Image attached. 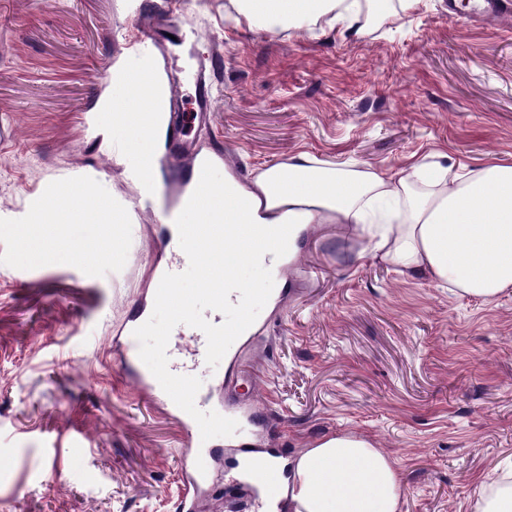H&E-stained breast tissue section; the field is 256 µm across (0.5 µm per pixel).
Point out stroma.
I'll return each mask as SVG.
<instances>
[{
    "instance_id": "1",
    "label": "stroma",
    "mask_w": 512,
    "mask_h": 512,
    "mask_svg": "<svg viewBox=\"0 0 512 512\" xmlns=\"http://www.w3.org/2000/svg\"><path fill=\"white\" fill-rule=\"evenodd\" d=\"M224 3L185 0L182 19L196 59H223L212 133L241 178L302 152L392 171L512 155V29L420 0L358 39H315L235 27ZM126 22V0H0V512H175L183 487L180 420L111 347L153 286L155 218L65 224L36 245L20 221L31 189L83 162L84 113L139 154L101 109ZM276 289L240 370L284 461L368 438L404 475L401 512H471L482 479L512 470V288L460 296L314 224Z\"/></svg>"
}]
</instances>
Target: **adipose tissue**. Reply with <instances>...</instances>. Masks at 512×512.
Masks as SVG:
<instances>
[{"instance_id":"adipose-tissue-1","label":"adipose tissue","mask_w":512,"mask_h":512,"mask_svg":"<svg viewBox=\"0 0 512 512\" xmlns=\"http://www.w3.org/2000/svg\"><path fill=\"white\" fill-rule=\"evenodd\" d=\"M418 0H226L236 27L273 34L303 31L341 39L361 35L370 18L396 20ZM147 69L114 78L106 102L117 123L142 130L144 110L127 96ZM223 195L209 218L253 227L262 246L254 262L277 271L295 255L296 239L312 224H345L368 237L375 258L484 300L512 288V160L459 169L410 162L389 174L300 153L258 169L247 180L225 174ZM402 476L396 461L362 436L328 435L294 460L288 480L293 512H400Z\"/></svg>"}]
</instances>
